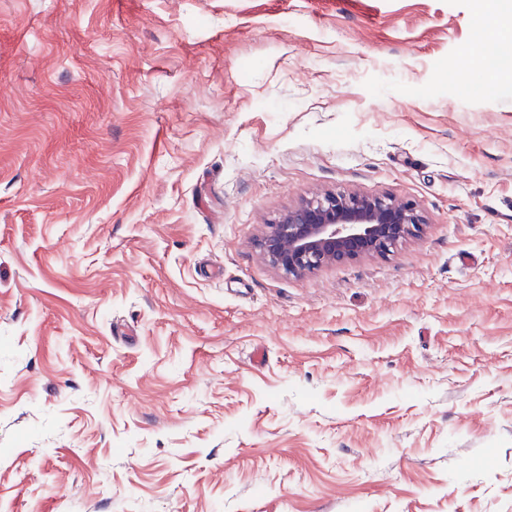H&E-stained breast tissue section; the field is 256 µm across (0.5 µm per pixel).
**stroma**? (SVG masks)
Masks as SVG:
<instances>
[{
    "mask_svg": "<svg viewBox=\"0 0 512 512\" xmlns=\"http://www.w3.org/2000/svg\"><path fill=\"white\" fill-rule=\"evenodd\" d=\"M494 0H0V512H512ZM414 201L294 278L265 224ZM426 224L416 204L386 193L325 191L267 224L259 250L277 270L302 277L328 264L388 257Z\"/></svg>",
    "mask_w": 512,
    "mask_h": 512,
    "instance_id": "stroma-1",
    "label": "stroma"
}]
</instances>
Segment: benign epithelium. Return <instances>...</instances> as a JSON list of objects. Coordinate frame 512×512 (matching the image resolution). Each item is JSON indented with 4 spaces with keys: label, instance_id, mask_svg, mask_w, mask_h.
Here are the masks:
<instances>
[{
    "label": "benign epithelium",
    "instance_id": "7a95c632",
    "mask_svg": "<svg viewBox=\"0 0 512 512\" xmlns=\"http://www.w3.org/2000/svg\"><path fill=\"white\" fill-rule=\"evenodd\" d=\"M426 224L416 204L386 193L325 191L268 224L259 250L277 270L302 277L328 264L388 257Z\"/></svg>",
    "mask_w": 512,
    "mask_h": 512
}]
</instances>
